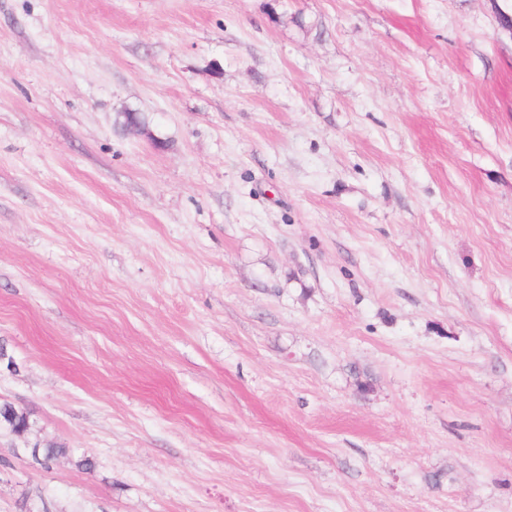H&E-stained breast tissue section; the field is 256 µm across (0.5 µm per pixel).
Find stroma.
Here are the masks:
<instances>
[{
	"mask_svg": "<svg viewBox=\"0 0 512 512\" xmlns=\"http://www.w3.org/2000/svg\"><path fill=\"white\" fill-rule=\"evenodd\" d=\"M504 13L0 0V512H512Z\"/></svg>",
	"mask_w": 512,
	"mask_h": 512,
	"instance_id": "obj_1",
	"label": "stroma"
}]
</instances>
